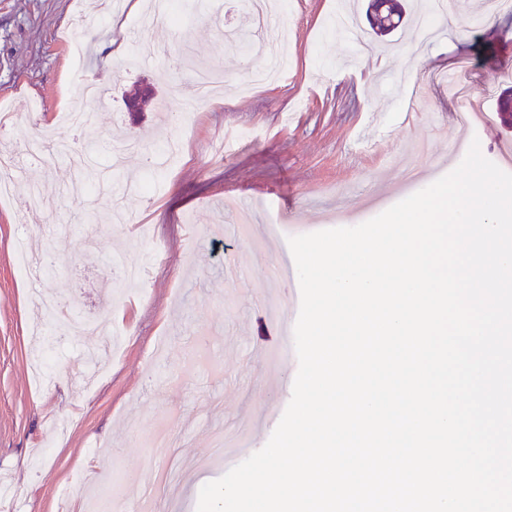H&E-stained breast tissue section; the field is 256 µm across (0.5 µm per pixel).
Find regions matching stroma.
Here are the masks:
<instances>
[{
  "mask_svg": "<svg viewBox=\"0 0 512 512\" xmlns=\"http://www.w3.org/2000/svg\"><path fill=\"white\" fill-rule=\"evenodd\" d=\"M447 2L428 41L411 25L376 35L366 0H350L341 33L338 0H281L262 21L249 0H172L175 24L144 21L122 0L90 30L94 0H0V153L22 156L56 129L90 77L108 109L67 139L77 150L118 133L129 143L81 169L25 163L17 184L37 187L49 209L0 205V490L10 491L0 512H88L79 490L99 484L130 512H196L204 484L266 444L297 373L277 364L286 342L265 313L288 306L289 288L269 279L280 239L363 223L423 189L432 158L464 136L451 84L468 85L486 115L476 137L487 159L512 143L495 112L512 86V13ZM276 26L288 30V76L249 89ZM227 34L248 35L250 49ZM212 66L223 89L180 118L171 95L195 99L194 70ZM145 86L153 97L128 111ZM238 127L256 139L219 153ZM107 204L111 222L96 221ZM23 238L38 253L57 247L58 270L18 278ZM125 263L142 268L138 285H124ZM45 296L110 318L121 349L105 370L92 360L98 335L47 326ZM218 431L245 448L216 455ZM135 470L146 482L125 481Z\"/></svg>",
  "mask_w": 512,
  "mask_h": 512,
  "instance_id": "obj_1",
  "label": "stroma"
}]
</instances>
